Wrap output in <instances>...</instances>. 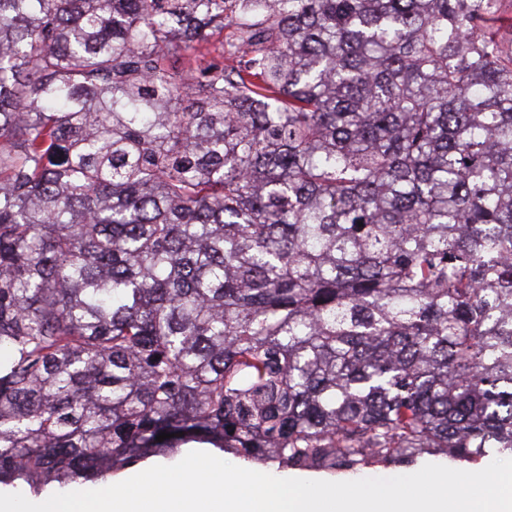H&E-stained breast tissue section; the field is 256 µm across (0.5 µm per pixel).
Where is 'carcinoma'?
<instances>
[{"mask_svg":"<svg viewBox=\"0 0 512 512\" xmlns=\"http://www.w3.org/2000/svg\"><path fill=\"white\" fill-rule=\"evenodd\" d=\"M501 4L0 0V487L512 455Z\"/></svg>","mask_w":512,"mask_h":512,"instance_id":"obj_1","label":"carcinoma"}]
</instances>
